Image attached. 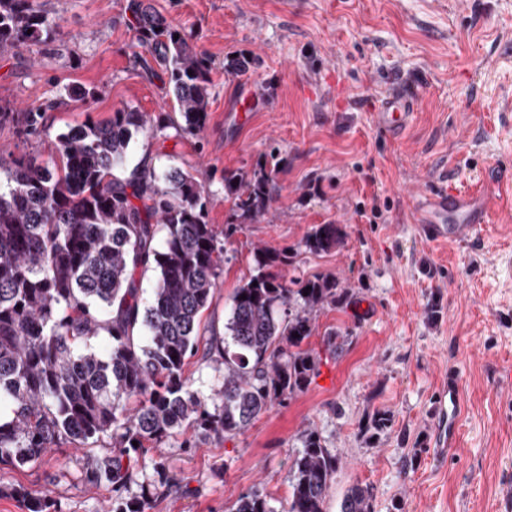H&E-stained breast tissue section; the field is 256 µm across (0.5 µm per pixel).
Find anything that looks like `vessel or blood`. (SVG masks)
<instances>
[{
	"mask_svg": "<svg viewBox=\"0 0 512 512\" xmlns=\"http://www.w3.org/2000/svg\"><path fill=\"white\" fill-rule=\"evenodd\" d=\"M415 105L414 97L400 87H391L371 113V122L378 130L397 136L405 130ZM504 197H512V173L504 171L495 173L486 192L437 186L417 199L416 222L429 243L464 245L480 237L496 200ZM461 409L459 378L452 371L438 394L434 411V451L439 457H447L458 442Z\"/></svg>",
	"mask_w": 512,
	"mask_h": 512,
	"instance_id": "vessel-or-blood-1",
	"label": "vessel or blood"
}]
</instances>
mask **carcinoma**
Wrapping results in <instances>:
<instances>
[{"instance_id": "cac0c4a2", "label": "carcinoma", "mask_w": 512, "mask_h": 512, "mask_svg": "<svg viewBox=\"0 0 512 512\" xmlns=\"http://www.w3.org/2000/svg\"><path fill=\"white\" fill-rule=\"evenodd\" d=\"M137 28L169 71L178 129L198 135L210 107V61L171 26L151 0H131ZM54 23L30 0H0V54L52 39ZM40 107L0 106V125L30 135L42 127ZM160 119L121 107L103 121L87 119L57 137L60 162L12 159L0 184V465L34 466L52 448L84 450L104 438L110 453H86L83 481L112 490L108 512H147L155 493L128 496L140 461L183 434V426L232 438L274 405L308 389L322 358L302 348L315 331L314 313L347 295L336 279L285 281L268 269L291 256L255 252L257 273L236 289L224 339L205 338L200 314L223 273L224 246L207 222V190L190 172L141 169L123 182L135 135ZM272 172H224V189L240 217L268 211ZM165 231V245L157 235ZM336 224H320L304 240L311 254L341 243ZM154 269L144 301L138 272ZM111 342L107 355L91 344ZM220 373L208 396L191 388L188 359ZM138 445H133V442ZM337 460L319 434H303L291 467L284 512H324ZM25 512H59L46 494L10 488ZM230 512H277L259 488L241 494ZM341 512H372L369 492L351 488Z\"/></svg>"}]
</instances>
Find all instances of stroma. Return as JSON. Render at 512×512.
<instances>
[{
  "label": "stroma",
  "instance_id": "stroma-1",
  "mask_svg": "<svg viewBox=\"0 0 512 512\" xmlns=\"http://www.w3.org/2000/svg\"><path fill=\"white\" fill-rule=\"evenodd\" d=\"M53 20L51 41L0 55V104L45 110L42 131L0 126V153L56 156L59 133L129 106L175 113L163 66L140 41L129 0H32ZM152 0L191 35L211 64L203 133L174 127L135 137L114 175L129 180L143 157L156 169L191 172L209 192L208 216L224 241V272L201 317L223 336L236 288L255 270L254 251H288L275 275L336 278L347 292L317 312L310 348L324 355L303 393L229 439L193 436L155 448L131 493L167 467L173 485L151 512H224L263 489L276 512L304 430L338 460L324 512L347 490L367 487L372 512H512V202L494 230L461 247L429 244L414 218L435 181L481 185L485 169L512 163V0ZM258 64L224 69L226 56ZM399 83L417 101L403 134L370 122L377 97ZM72 87L89 90L71 99ZM275 169L269 212L239 221L225 171ZM320 224L342 230L339 247L314 255L302 243ZM338 337L336 354L324 337ZM456 370L464 406L451 457L433 452L434 405ZM384 426H376V419ZM83 454L52 452L41 465L0 466V512H24L10 486L47 492L63 512H106L110 488L81 480Z\"/></svg>",
  "mask_w": 512,
  "mask_h": 512
}]
</instances>
